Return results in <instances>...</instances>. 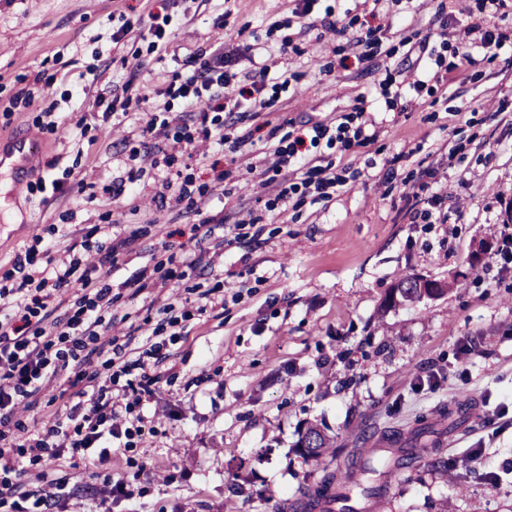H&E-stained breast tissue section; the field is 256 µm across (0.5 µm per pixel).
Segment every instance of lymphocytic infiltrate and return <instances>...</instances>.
I'll list each match as a JSON object with an SVG mask.
<instances>
[{
	"mask_svg": "<svg viewBox=\"0 0 512 512\" xmlns=\"http://www.w3.org/2000/svg\"><path fill=\"white\" fill-rule=\"evenodd\" d=\"M318 2L294 0L290 16L271 25L281 56L303 55L288 30L292 20L313 19ZM402 3L372 0L371 26L329 19L324 25L355 41L358 60L366 61L382 50L388 27L380 16L391 15ZM511 13L512 0H476L468 9L469 24L442 27L438 46L413 31L402 34L400 42L427 70L471 66L472 35H479L488 59L512 45V31L499 25ZM174 18L173 0H151L146 16L134 19L119 13L107 22L116 45L139 30V44L130 51L137 61L161 56ZM247 54V49L218 38L165 71L159 86L127 87L112 98L97 97L104 115H148L125 143L124 176L101 185L84 182L77 177L82 166L77 157L63 168L50 161L55 176L30 183V194L44 203L70 193L130 203L151 179L161 199L176 211L193 213L197 222L187 241L153 248L149 261L117 287L112 272L131 246L151 237V219H141L134 230L118 235L107 212L99 223L84 228L81 237L71 238L63 229L71 219L65 213L59 223L41 225L0 267V512H53L70 496L59 467L75 458L100 482L102 501L133 499L126 481L113 477L112 460L124 459L137 473L144 470L147 451L141 441L148 426L143 407L161 382L158 367L189 324L224 305L223 274L202 284L194 278L197 267L208 255L279 235V228L267 226L266 215L289 213L297 219L304 207L331 202L339 190L353 186L359 172L344 159L378 136L367 113L370 106L392 110L403 98L431 97L438 91L424 80L406 83L400 71L390 69L374 100L355 97L331 121L298 127L272 109L281 92L302 79V72L288 69L274 75L261 59L245 87L236 67ZM187 110L193 113L188 121L181 117ZM257 140L263 142L264 153L253 160L247 147ZM204 142L213 146L215 157L203 178L193 151ZM244 170L257 174L263 189L247 209L238 192ZM219 193L236 214L234 223L212 212L210 203ZM88 252L98 255V263H85ZM167 287L172 296L147 308L140 336L122 342L112 337L113 323L131 318L135 298ZM22 402L44 414L40 429H31L16 416L15 407Z\"/></svg>",
	"mask_w": 512,
	"mask_h": 512,
	"instance_id": "f902f5d3",
	"label": "lymphocytic infiltrate"
}]
</instances>
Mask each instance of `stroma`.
I'll return each mask as SVG.
<instances>
[{
  "label": "stroma",
  "mask_w": 512,
  "mask_h": 512,
  "mask_svg": "<svg viewBox=\"0 0 512 512\" xmlns=\"http://www.w3.org/2000/svg\"><path fill=\"white\" fill-rule=\"evenodd\" d=\"M149 8L147 0H0V109L18 86L30 89L32 111L55 105L66 135L39 155L38 172L52 158L86 160L79 174L102 183L122 175L123 144L144 124L142 114L102 118L97 92L125 85H159L177 58L212 38V20L231 11L238 24L261 30L280 20L286 0H192L169 39L163 60L148 58L121 67V48L105 26L113 12ZM469 0H412L414 30L436 32L441 11L457 22L467 18ZM291 34L305 53L289 59L271 55L276 68L302 71L283 93L279 113L295 123L327 121L359 95L374 97L386 68L403 69L406 81L426 78L406 59L397 30H390L392 56L364 62L348 46L338 77L319 68L338 43L333 32L306 25ZM61 56L63 95L49 100L37 77L45 59ZM95 74H86V66ZM479 81L469 70L448 75V98L416 99L407 112L377 110L376 145L349 159L361 176L329 204L309 206L286 236L207 257L197 281L224 273V293L243 285L245 267L264 279L255 292L228 304L223 316L189 326L165 362L174 384L161 385L144 405L157 428L142 446L149 455L134 502L112 504L111 512H281L303 486L323 471L295 452L308 424L334 441L333 470L347 467L359 448L379 435L410 433L434 422L460 392L476 407L429 449L416 467L388 487L387 512H512V411L496 425L484 418L512 400V269L493 262L503 236L512 234V48L492 62L478 60ZM84 94H74L76 86ZM97 126L88 145L81 124ZM437 172L448 221L431 228L414 221L409 201L424 169ZM11 174L0 171V263L8 262L37 225L55 224L65 211L66 230L79 236L100 214H119V231L155 221L157 242L181 241L194 215L174 218L147 184L137 213L105 197H60L42 204L10 197ZM419 275L451 282L434 300L385 307L384 296L400 277ZM474 337L479 352L461 360L457 340ZM433 388L419 387L429 370ZM483 447L481 459L469 456ZM493 471L496 483L483 475ZM71 495L57 512H97L99 485L82 468H63Z\"/></svg>",
  "instance_id": "1"
}]
</instances>
